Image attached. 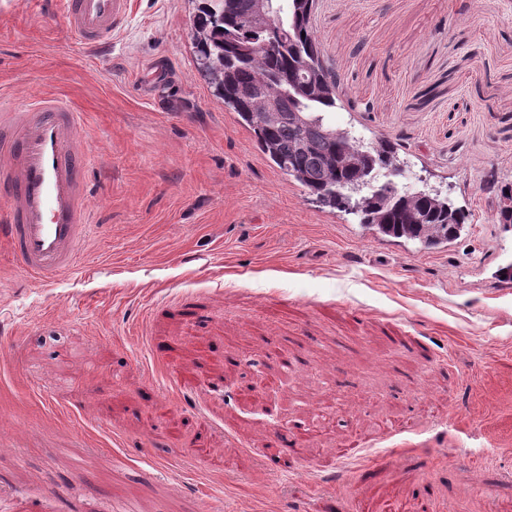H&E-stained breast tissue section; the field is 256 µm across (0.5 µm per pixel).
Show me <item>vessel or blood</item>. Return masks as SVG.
<instances>
[{
    "label": "vessel or blood",
    "instance_id": "vessel-or-blood-1",
    "mask_svg": "<svg viewBox=\"0 0 512 512\" xmlns=\"http://www.w3.org/2000/svg\"><path fill=\"white\" fill-rule=\"evenodd\" d=\"M71 36L97 50L112 40L129 0H62ZM83 118L64 99L43 95L16 111L0 113V238L24 272L53 280L79 263L90 228Z\"/></svg>",
    "mask_w": 512,
    "mask_h": 512
}]
</instances>
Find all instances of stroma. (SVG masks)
<instances>
[{
	"instance_id": "1",
	"label": "stroma",
	"mask_w": 512,
	"mask_h": 512,
	"mask_svg": "<svg viewBox=\"0 0 512 512\" xmlns=\"http://www.w3.org/2000/svg\"><path fill=\"white\" fill-rule=\"evenodd\" d=\"M196 0H130L94 55L0 0V104L82 112L79 269L0 239V512H512V0H317L340 129L469 209L447 247L386 239L270 164L197 70ZM336 430L270 463L322 394ZM493 198L497 201V217L498 223L503 224L505 229L512 228V183L502 182L497 179L488 180L484 188ZM506 190H509V194H506ZM504 198H509L506 204H511L510 207H505L502 204Z\"/></svg>"
}]
</instances>
